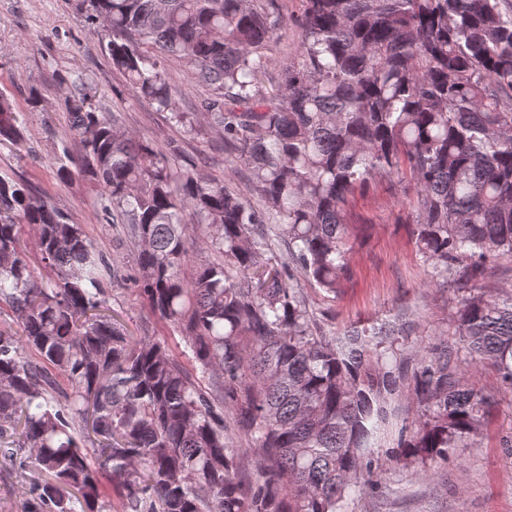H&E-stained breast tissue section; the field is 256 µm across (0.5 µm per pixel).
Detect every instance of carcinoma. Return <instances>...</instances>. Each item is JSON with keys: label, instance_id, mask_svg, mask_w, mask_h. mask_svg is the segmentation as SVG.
<instances>
[{"label": "carcinoma", "instance_id": "1", "mask_svg": "<svg viewBox=\"0 0 512 512\" xmlns=\"http://www.w3.org/2000/svg\"><path fill=\"white\" fill-rule=\"evenodd\" d=\"M302 2L269 93L280 0H82L132 94L189 128L167 60L191 73L250 195L182 143L155 147L68 97L80 152L63 147L59 175L87 178L123 226L130 280L180 329L178 353L107 306L110 264L84 225L0 176V457L33 473L26 512H343L352 487L379 492L385 463L430 478L480 434L478 368L512 392V297L477 287L512 258V5ZM25 144L1 94L0 146ZM404 167L418 251L459 291L451 332L410 350L399 325L336 335L302 287L336 293L349 197ZM199 235L216 259L187 278ZM402 388L412 417L389 443ZM235 430L251 437L249 478Z\"/></svg>", "mask_w": 512, "mask_h": 512}]
</instances>
